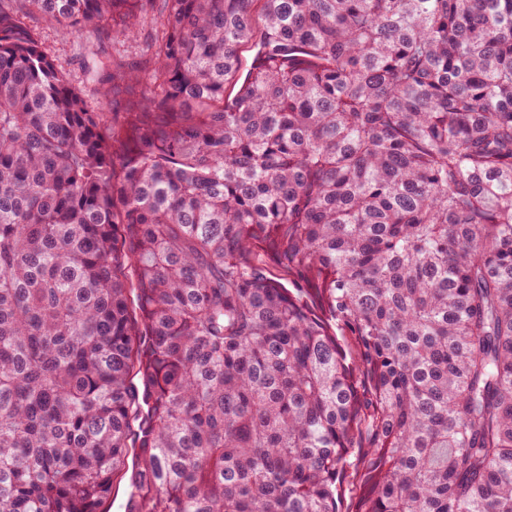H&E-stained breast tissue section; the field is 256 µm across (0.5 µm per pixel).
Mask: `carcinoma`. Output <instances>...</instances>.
I'll list each match as a JSON object with an SVG mask.
<instances>
[{"label":"carcinoma","mask_w":512,"mask_h":512,"mask_svg":"<svg viewBox=\"0 0 512 512\" xmlns=\"http://www.w3.org/2000/svg\"><path fill=\"white\" fill-rule=\"evenodd\" d=\"M34 12L159 35L78 86ZM131 448L127 512H512V0H0V512Z\"/></svg>","instance_id":"carcinoma-1"}]
</instances>
